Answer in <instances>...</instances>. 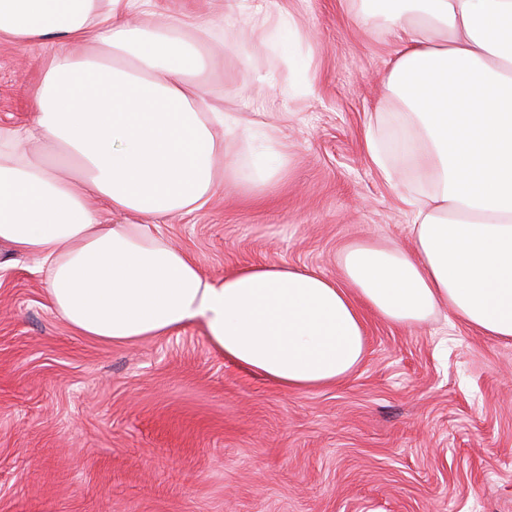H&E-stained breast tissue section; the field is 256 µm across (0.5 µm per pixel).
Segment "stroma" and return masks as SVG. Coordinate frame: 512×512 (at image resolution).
Returning a JSON list of instances; mask_svg holds the SVG:
<instances>
[{
    "label": "stroma",
    "mask_w": 512,
    "mask_h": 512,
    "mask_svg": "<svg viewBox=\"0 0 512 512\" xmlns=\"http://www.w3.org/2000/svg\"><path fill=\"white\" fill-rule=\"evenodd\" d=\"M305 40L245 47L220 21L225 0H167V17L212 20L208 102L270 125L289 167L253 196L238 165L202 211L163 225L168 244L220 280L253 264L341 280L355 242L414 245L401 198L366 148L401 155V101L382 94L389 48L357 23L362 0H277ZM47 48L0 41V122L32 120ZM258 69L260 79L241 84ZM362 363L336 385L286 392L215 355L201 323L116 345L74 332L44 273L0 254V512H512V341L439 314L404 327L365 311Z\"/></svg>",
    "instance_id": "obj_1"
}]
</instances>
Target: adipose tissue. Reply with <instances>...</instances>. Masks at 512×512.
<instances>
[{"label":"adipose tissue","mask_w":512,"mask_h":512,"mask_svg":"<svg viewBox=\"0 0 512 512\" xmlns=\"http://www.w3.org/2000/svg\"><path fill=\"white\" fill-rule=\"evenodd\" d=\"M164 0H0V40L52 47L31 123L0 126V247L40 259L52 309L112 344L202 323L211 351L287 392L333 386L365 353L364 313L401 326L447 308L512 340V0H367L390 44L384 87L422 134L402 158L428 185L406 198L412 250L359 243L342 281L256 264L208 278L160 223L204 209L236 179L237 118L205 110L206 30L154 24ZM264 48L299 39L293 16L227 0ZM96 42L94 55L74 54ZM261 193L289 161L252 133ZM73 159L81 178L48 160Z\"/></svg>","instance_id":"1"}]
</instances>
